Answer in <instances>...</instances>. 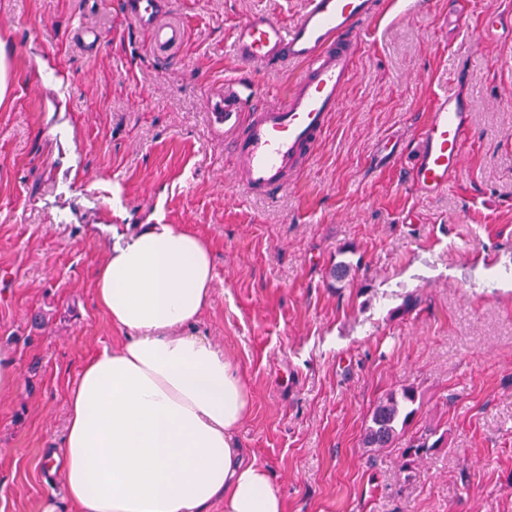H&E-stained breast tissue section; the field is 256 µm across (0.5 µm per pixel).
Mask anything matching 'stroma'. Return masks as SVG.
Returning <instances> with one entry per match:
<instances>
[{
	"label": "stroma",
	"mask_w": 512,
	"mask_h": 512,
	"mask_svg": "<svg viewBox=\"0 0 512 512\" xmlns=\"http://www.w3.org/2000/svg\"><path fill=\"white\" fill-rule=\"evenodd\" d=\"M303 7L174 0L186 39L163 65L120 0H0V348L20 371L0 392V512L47 498L70 512L44 461L83 364L120 336L94 272L113 228L155 218L210 245L190 332L245 372L239 442L288 512H512V0H476L461 30L448 0L383 21L304 171L276 199L245 197L205 92L234 71L236 24ZM488 11L502 18L489 31ZM453 84L472 135L448 187L420 196L404 186L409 149ZM389 137L407 152L372 171ZM404 385L420 396L413 428L446 434L409 482L399 449L363 445L374 404Z\"/></svg>",
	"instance_id": "stroma-1"
}]
</instances>
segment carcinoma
Masks as SVG:
<instances>
[{"label": "carcinoma", "instance_id": "1", "mask_svg": "<svg viewBox=\"0 0 512 512\" xmlns=\"http://www.w3.org/2000/svg\"><path fill=\"white\" fill-rule=\"evenodd\" d=\"M416 392L412 386H403L389 392L372 409L366 426L363 445L367 448H394L403 436L418 409L414 408ZM444 437L437 436V428L425 427L412 437L401 450L400 472L412 477L417 462L432 449L439 447Z\"/></svg>", "mask_w": 512, "mask_h": 512}]
</instances>
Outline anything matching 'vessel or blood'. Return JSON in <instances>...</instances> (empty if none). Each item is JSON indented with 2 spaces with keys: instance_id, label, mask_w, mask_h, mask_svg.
I'll return each instance as SVG.
<instances>
[{
  "instance_id": "obj_1",
  "label": "vessel or blood",
  "mask_w": 512,
  "mask_h": 512,
  "mask_svg": "<svg viewBox=\"0 0 512 512\" xmlns=\"http://www.w3.org/2000/svg\"><path fill=\"white\" fill-rule=\"evenodd\" d=\"M391 6V0H305L291 23L255 13L236 26L232 55L238 71L207 94L206 104L217 123L233 130L225 154L245 195L277 198L308 165L373 27ZM122 10L147 35L156 59H172L183 45L185 28L168 17L169 0H123ZM287 65L300 72L274 99L244 79L248 72ZM471 129L468 102L457 88L436 94L417 137L407 188L419 195L447 188Z\"/></svg>"
}]
</instances>
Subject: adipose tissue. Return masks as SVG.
Wrapping results in <instances>:
<instances>
[{"instance_id": "1", "label": "adipose tissue", "mask_w": 512, "mask_h": 512, "mask_svg": "<svg viewBox=\"0 0 512 512\" xmlns=\"http://www.w3.org/2000/svg\"><path fill=\"white\" fill-rule=\"evenodd\" d=\"M213 279L209 245L181 225L116 236L94 284L121 337L83 366L49 454L71 512H287L236 439L252 407L239 366L187 332Z\"/></svg>"}]
</instances>
